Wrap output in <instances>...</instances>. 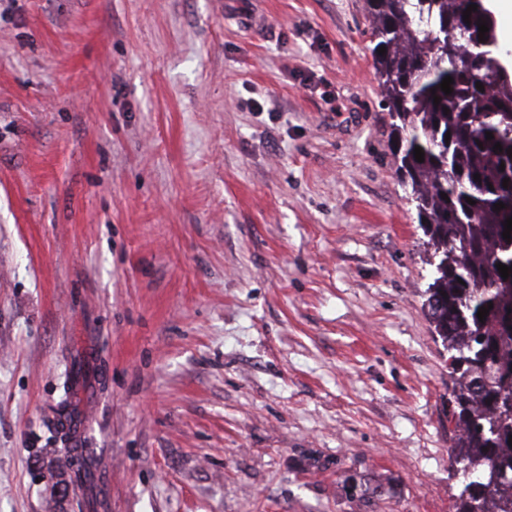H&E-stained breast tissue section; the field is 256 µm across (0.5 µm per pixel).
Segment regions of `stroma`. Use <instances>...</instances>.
<instances>
[{"mask_svg":"<svg viewBox=\"0 0 512 512\" xmlns=\"http://www.w3.org/2000/svg\"><path fill=\"white\" fill-rule=\"evenodd\" d=\"M372 47L366 0H0V512H456Z\"/></svg>","mask_w":512,"mask_h":512,"instance_id":"obj_1","label":"stroma"}]
</instances>
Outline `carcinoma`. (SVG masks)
Listing matches in <instances>:
<instances>
[{"mask_svg":"<svg viewBox=\"0 0 512 512\" xmlns=\"http://www.w3.org/2000/svg\"><path fill=\"white\" fill-rule=\"evenodd\" d=\"M366 2L398 170L435 260L425 306L448 342L457 429L451 454L472 473L456 512H512V451H505L512 435V272L505 279L496 267H512V238H503L512 217V79L500 74L495 24L481 41L480 12L464 21L475 0ZM447 76L449 95L440 88ZM500 202L505 208L497 211ZM490 302L479 320V308Z\"/></svg>","mask_w":512,"mask_h":512,"instance_id":"carcinoma-1","label":"carcinoma"}]
</instances>
